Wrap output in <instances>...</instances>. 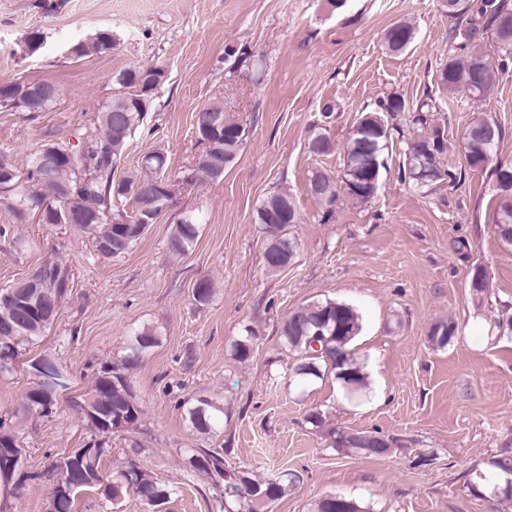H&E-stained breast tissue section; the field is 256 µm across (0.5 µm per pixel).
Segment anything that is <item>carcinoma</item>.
Returning <instances> with one entry per match:
<instances>
[{
	"label": "carcinoma",
	"instance_id": "obj_1",
	"mask_svg": "<svg viewBox=\"0 0 512 512\" xmlns=\"http://www.w3.org/2000/svg\"><path fill=\"white\" fill-rule=\"evenodd\" d=\"M448 16L457 20L455 30H464L461 49L467 55L448 54L447 63L439 70L438 86L453 99L460 94L459 85H472L470 98L479 100L490 95L508 71L512 59V5L508 0H441ZM487 33L497 58L486 53L478 31ZM417 36L413 22L401 20L391 25L383 35L386 49L397 54L408 49ZM114 48L106 31L96 34L90 44L73 46L81 56L91 49L106 53ZM166 80V72L155 65H140L124 69L115 75L119 92L102 104L84 129L80 149L75 151L62 142L48 141L34 153L25 173H15L11 189L0 190V203L10 206L16 219L23 223L36 216L42 224H69L91 237L97 255L105 258L122 256L132 250L144 237L149 225L139 224L135 215L144 207L161 211L169 206L180 188L177 179L164 176L166 156L152 152V160L141 165L132 177L115 179L129 139L144 124L147 106L153 91ZM29 86L13 85V94L24 104L26 112H44L54 102L52 98L32 97ZM418 112L416 122L428 124L427 112L437 111L435 99L411 107L393 93L380 100L377 109L359 113L352 130L342 145L343 176L336 180L317 170L308 185L311 196L324 213L334 212L339 198L354 205L371 201L378 186L373 183L375 171L372 159L385 158L381 147L392 139L387 116L397 112ZM223 121L215 145L203 144L201 135L210 117ZM248 130L247 124L224 111L223 102L201 108L195 117L196 142L203 145L194 163L195 175L190 180L203 185L223 179L215 168L228 169L237 160L244 140L239 136ZM437 126L419 134L407 143L401 178L420 186L431 185L448 175L441 166L447 144L440 138ZM503 128L486 115L473 117L464 133L463 149L471 169H488L494 178L491 185L495 208L493 223L501 240L512 238V200L498 197L497 182L503 170L512 174V164L496 158L497 145ZM309 152L324 156L336 150L334 142L317 133L308 142ZM301 221L300 212L292 197L284 191L266 196L256 209V223L266 233L263 263L271 272L288 268L297 255V242L285 234L290 224ZM198 222L193 215L175 225L167 250L173 255L189 251L197 238ZM71 288L69 270L56 263L44 264L16 282L0 286V353L20 358L23 352L43 336L54 324L59 305ZM215 295L212 282L202 279L194 285L192 296L199 305L209 304ZM362 331V317L352 305L336 300L310 302L291 309L281 325L280 338L289 349L300 354V362L292 381L305 386L327 375L334 377L350 400L361 398L368 386L361 362L352 345ZM457 336V326L450 319L434 323L429 330L430 342L444 348ZM253 331L232 343L231 355L239 362L247 361L253 352ZM156 329L143 327L132 331L119 359L101 366L88 396L82 399L80 414L94 433L89 447L97 453L83 464L62 456L54 464L58 481L73 489V495L54 498L51 512H72L75 494L96 481L105 501L115 503L131 491L148 507L149 512L169 502L175 488H169L140 467L135 461L140 446L135 445L126 457L112 467L102 470L103 457L110 453L106 439L135 427L142 416L136 401L132 374L148 353L159 344ZM35 382L21 397L19 412L24 415L47 416L59 403L58 388L67 383V376L48 359L34 366ZM189 425L202 435L217 432L228 415L218 400L199 396L178 404ZM7 445L16 448L19 458L9 465L0 457V484L14 492L22 480L23 441L0 419V449ZM392 440L369 432H334L333 449L342 455L384 457L391 452ZM189 473L202 475L219 512H264L271 504L295 489L300 475L285 471L273 479H265L247 470L232 469L225 464L224 451L194 448L188 456ZM500 479L493 486L495 498L512 500V450L502 449L491 461ZM311 512H367L356 500L344 495H326L316 500Z\"/></svg>",
	"mask_w": 512,
	"mask_h": 512
}]
</instances>
